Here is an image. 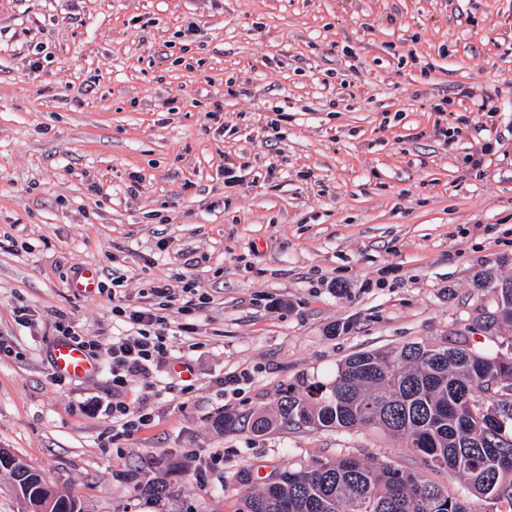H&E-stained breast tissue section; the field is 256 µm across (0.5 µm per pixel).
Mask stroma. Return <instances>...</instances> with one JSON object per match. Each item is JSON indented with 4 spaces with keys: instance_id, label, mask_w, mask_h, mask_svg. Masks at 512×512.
<instances>
[{
    "instance_id": "35a3bbf8",
    "label": "stroma",
    "mask_w": 512,
    "mask_h": 512,
    "mask_svg": "<svg viewBox=\"0 0 512 512\" xmlns=\"http://www.w3.org/2000/svg\"><path fill=\"white\" fill-rule=\"evenodd\" d=\"M0 240V448L88 512H241L343 456L421 470L367 428L249 421L358 351L512 355L474 285L512 277V0H0ZM160 283L191 331L123 388L154 415L126 436L107 371L56 381L55 325L109 347L113 295Z\"/></svg>"
}]
</instances>
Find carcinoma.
<instances>
[{"instance_id":"carcinoma-1","label":"carcinoma","mask_w":512,"mask_h":512,"mask_svg":"<svg viewBox=\"0 0 512 512\" xmlns=\"http://www.w3.org/2000/svg\"><path fill=\"white\" fill-rule=\"evenodd\" d=\"M478 282L494 299L480 326L512 325V279L485 273ZM280 425L371 426L401 440L425 468L464 481L473 499L450 495L420 472L344 457L281 470L246 495L242 512H478L485 499L512 505V356L420 343L356 352L331 383L305 396L288 392L277 415L255 416L251 429ZM0 471L12 476L23 512H40L45 502L50 512H87L13 453L0 460Z\"/></svg>"}]
</instances>
